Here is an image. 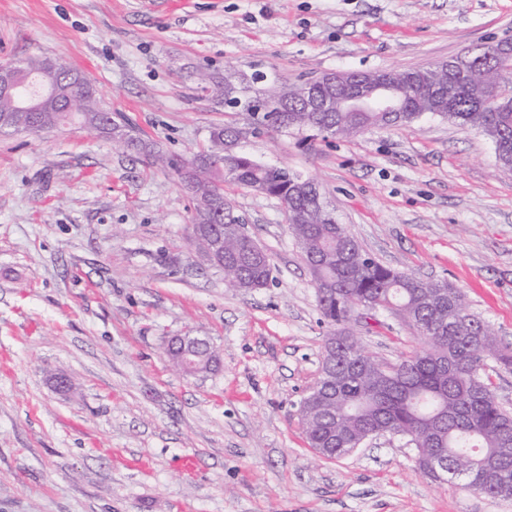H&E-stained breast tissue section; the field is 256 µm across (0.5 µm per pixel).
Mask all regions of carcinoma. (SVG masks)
I'll return each instance as SVG.
<instances>
[{
	"mask_svg": "<svg viewBox=\"0 0 512 512\" xmlns=\"http://www.w3.org/2000/svg\"><path fill=\"white\" fill-rule=\"evenodd\" d=\"M470 59L468 67L443 72L452 104L447 112H432L437 89L428 68L389 70L378 75L393 79L394 112L315 111L292 99L270 112L249 113L252 133L310 129L325 139L346 137L373 126L409 125L432 113L483 132L496 146L498 165L512 171V110L504 112L498 105L512 91V55L489 59L482 45ZM15 69L20 94L0 93V133H38L76 121L88 133L119 141L176 174L195 201L192 235L222 237L224 264H240L230 274L229 288L266 287L272 264L266 255L251 258L254 240L238 228L224 184L250 188L259 183L266 195L287 201L288 227L305 257L328 335L350 345L336 352V370L319 377L320 397L300 405L310 447L322 449V457L331 460L347 455L355 441L374 431H398L418 442L423 456L415 466L424 474H429L425 458L437 455L448 469L468 473L477 492L512 496V412L498 402L484 368L488 359L512 367V350L498 342L488 322L469 312L460 289L397 271L369 256L328 206L316 201L314 181L295 184V173L286 167L254 164L242 153L224 155V144H234L240 134L231 126L213 128L210 146L191 158H175L152 149L124 119L101 107L78 70L42 58H27ZM33 78L62 94L45 100L37 112H21V96L34 90ZM197 79L216 105L252 89L231 68L222 77L200 72ZM359 84L360 73L349 71L342 85H320L318 94L339 102ZM72 96L80 101L76 116L64 111ZM361 310L403 318L425 339L427 349L384 372L386 362L348 330Z\"/></svg>",
	"mask_w": 512,
	"mask_h": 512,
	"instance_id": "obj_1",
	"label": "carcinoma"
}]
</instances>
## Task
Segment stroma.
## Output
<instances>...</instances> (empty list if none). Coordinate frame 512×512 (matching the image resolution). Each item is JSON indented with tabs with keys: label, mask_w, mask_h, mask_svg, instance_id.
Masks as SVG:
<instances>
[{
	"label": "stroma",
	"mask_w": 512,
	"mask_h": 512,
	"mask_svg": "<svg viewBox=\"0 0 512 512\" xmlns=\"http://www.w3.org/2000/svg\"><path fill=\"white\" fill-rule=\"evenodd\" d=\"M510 35L512 0H0V65L81 70L179 158L234 123L240 152L317 182L363 250L462 289L512 347V172L490 138L431 116L348 138L253 135L194 81L416 68ZM226 193L271 258L266 288H226L190 242L194 201L172 173L74 126L0 134V512H512L432 483L399 436L314 457L297 416L328 333L311 276L277 199ZM354 328L390 363L426 347L387 313ZM186 332L217 367L171 366L165 342Z\"/></svg>",
	"instance_id": "stroma-1"
}]
</instances>
